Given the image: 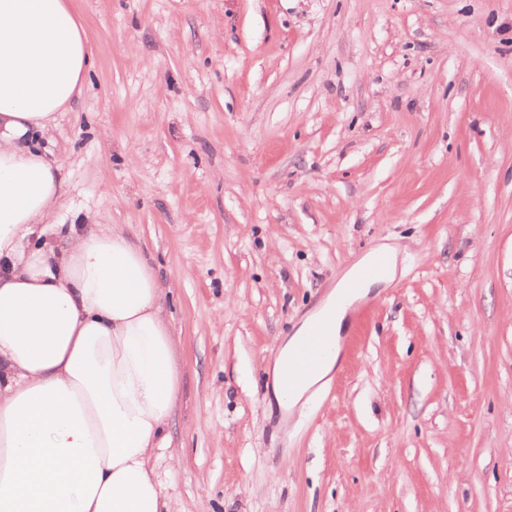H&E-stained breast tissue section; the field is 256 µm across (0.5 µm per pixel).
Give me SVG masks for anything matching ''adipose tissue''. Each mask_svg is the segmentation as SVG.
Returning a JSON list of instances; mask_svg holds the SVG:
<instances>
[{"label": "adipose tissue", "mask_w": 512, "mask_h": 512, "mask_svg": "<svg viewBox=\"0 0 512 512\" xmlns=\"http://www.w3.org/2000/svg\"><path fill=\"white\" fill-rule=\"evenodd\" d=\"M91 64L70 0H0V512H171L156 472L179 392L163 291L144 252L88 218L45 241L59 167L30 141L49 133ZM335 295L281 347L280 407L335 367L285 391L289 356L321 319L348 326Z\"/></svg>", "instance_id": "ef3b65f1"}]
</instances>
